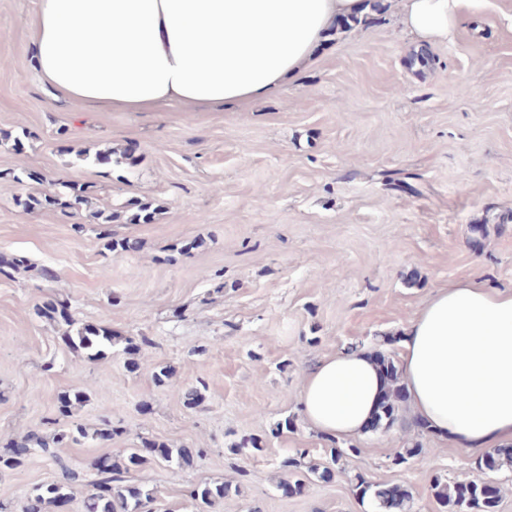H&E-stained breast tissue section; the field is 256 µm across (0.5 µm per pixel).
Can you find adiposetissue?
Here are the masks:
<instances>
[{
	"instance_id": "obj_1",
	"label": "adipose tissue",
	"mask_w": 512,
	"mask_h": 512,
	"mask_svg": "<svg viewBox=\"0 0 512 512\" xmlns=\"http://www.w3.org/2000/svg\"><path fill=\"white\" fill-rule=\"evenodd\" d=\"M35 69L59 96L101 111L222 109L273 93L311 63L332 22L360 0H32ZM478 0H402L420 43L444 42ZM405 397L462 448L512 444V291L461 281L433 291L400 358ZM385 389L360 348L327 354L297 392L309 428L369 432Z\"/></svg>"
}]
</instances>
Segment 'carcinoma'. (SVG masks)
Returning a JSON list of instances; mask_svg holds the SVG:
<instances>
[{"instance_id":"1","label":"carcinoma","mask_w":512,"mask_h":512,"mask_svg":"<svg viewBox=\"0 0 512 512\" xmlns=\"http://www.w3.org/2000/svg\"><path fill=\"white\" fill-rule=\"evenodd\" d=\"M129 155L125 150L108 147L95 153L93 161L97 163L115 164L125 163ZM54 205L61 209L78 210L83 206L92 204V197L88 188L74 182L59 183L58 190L52 196H36L32 193L20 194L14 197V204L25 211H32L43 204ZM127 221L131 224L147 223L151 221L156 210L149 205H127ZM69 345L75 349L83 350L89 358L97 359L104 356L112 348V331L106 327H98L84 324L76 329L75 335L67 337ZM380 368L386 379V391L376 417L375 428L391 426L398 421L403 391L400 383L399 367L394 359L381 356L378 358ZM112 436V430L102 429L93 433L81 426L67 431H61L48 439L37 433H30L20 440H12L6 444L7 452L0 454V468L13 469L22 463L27 453V448H38L41 452L55 456L53 448L62 444L66 439L79 442L91 437L93 439L107 440ZM191 453L185 449L173 451L165 443L149 440L140 448H132L127 460L133 464H145L151 461L162 460L164 462H178L186 464L190 462ZM512 466V448H494L476 462V469L480 472L494 471L500 467ZM98 479L93 482L94 492L86 501V512H141L143 501L150 500V496L143 493L128 483L129 468L110 458L98 459L94 462ZM238 488L225 483L214 488L204 486L194 492V497L204 505L210 504L214 499H222ZM372 492L373 497L387 512H403L408 502V495L404 491L390 494L384 487L377 485L374 488H365ZM432 491L439 501L444 512H495L499 501L500 489L490 492L484 485V478L478 477L462 481L447 483L440 478H435L432 483ZM68 500V493L62 484L50 485L44 489H34L30 496L29 512H45L47 507H60Z\"/></svg>"}]
</instances>
